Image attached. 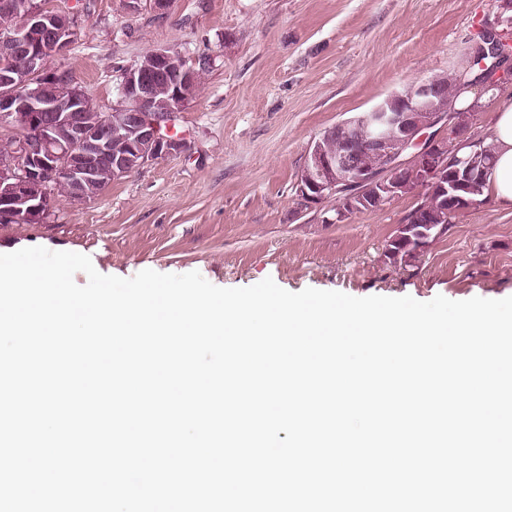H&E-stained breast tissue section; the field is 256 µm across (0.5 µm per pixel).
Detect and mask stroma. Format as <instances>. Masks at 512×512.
I'll list each match as a JSON object with an SVG mask.
<instances>
[{
	"mask_svg": "<svg viewBox=\"0 0 512 512\" xmlns=\"http://www.w3.org/2000/svg\"><path fill=\"white\" fill-rule=\"evenodd\" d=\"M79 26L55 65L102 112L122 67L171 48L206 59L172 129L184 151L113 181L94 198L58 197L41 224L0 223V253L41 246L87 255L104 275L199 272L223 288H281L428 301L512 295V209L484 196L414 258L387 244L423 199L329 223L336 206L299 204L310 145L402 85L456 68L495 21V0H52Z\"/></svg>",
	"mask_w": 512,
	"mask_h": 512,
	"instance_id": "stroma-1",
	"label": "stroma"
}]
</instances>
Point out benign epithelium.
I'll use <instances>...</instances> for the list:
<instances>
[{"mask_svg":"<svg viewBox=\"0 0 512 512\" xmlns=\"http://www.w3.org/2000/svg\"><path fill=\"white\" fill-rule=\"evenodd\" d=\"M512 0H499L495 25L482 30L491 54L508 43ZM0 124L20 132L0 139V221L40 224L53 211V190L68 185V199L88 200L87 188L109 174L120 179L144 165L181 151L168 134L181 106L179 88L202 81L203 68L177 51L156 48L125 68L117 105L94 119L89 97L70 72L52 65L75 35V15L50 0H0ZM169 91L166 112L155 109L161 88ZM443 80L434 75L393 91L382 103L339 124L350 136L339 152L326 141L331 127L309 148L298 177L306 208L336 201L332 222L371 211L411 189H439L444 207L480 171L478 143L461 132V120L438 110Z\"/></svg>","mask_w":512,"mask_h":512,"instance_id":"1","label":"benign epithelium"}]
</instances>
